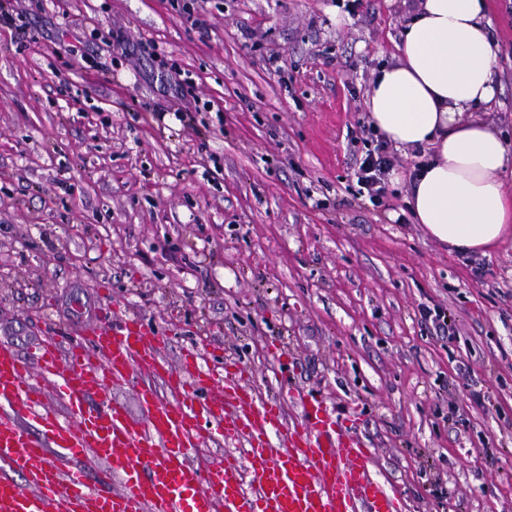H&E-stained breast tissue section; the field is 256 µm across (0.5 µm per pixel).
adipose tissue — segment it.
Returning a JSON list of instances; mask_svg holds the SVG:
<instances>
[{"mask_svg": "<svg viewBox=\"0 0 512 512\" xmlns=\"http://www.w3.org/2000/svg\"><path fill=\"white\" fill-rule=\"evenodd\" d=\"M487 0H420L372 80L370 124L397 149H429L406 201L416 223L449 250L489 254L512 238V143L474 118L499 86V47Z\"/></svg>", "mask_w": 512, "mask_h": 512, "instance_id": "1", "label": "adipose tissue"}]
</instances>
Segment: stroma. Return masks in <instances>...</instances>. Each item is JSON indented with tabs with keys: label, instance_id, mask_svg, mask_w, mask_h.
<instances>
[{
	"label": "stroma",
	"instance_id": "obj_1",
	"mask_svg": "<svg viewBox=\"0 0 512 512\" xmlns=\"http://www.w3.org/2000/svg\"><path fill=\"white\" fill-rule=\"evenodd\" d=\"M401 3L193 0L190 23L172 0H6L0 343L29 358L133 312L171 364H246L288 423L311 396L353 418L404 512H512V241L455 254L399 223L409 153L381 206L357 193ZM489 16L476 116L512 142V0Z\"/></svg>",
	"mask_w": 512,
	"mask_h": 512
}]
</instances>
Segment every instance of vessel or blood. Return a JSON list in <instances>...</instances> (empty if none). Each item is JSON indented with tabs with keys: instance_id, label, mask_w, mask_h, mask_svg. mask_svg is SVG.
<instances>
[{
	"instance_id": "1",
	"label": "vessel or blood",
	"mask_w": 512,
	"mask_h": 512,
	"mask_svg": "<svg viewBox=\"0 0 512 512\" xmlns=\"http://www.w3.org/2000/svg\"><path fill=\"white\" fill-rule=\"evenodd\" d=\"M161 343L128 313L77 343L45 337L30 360L0 345V512H401L372 475L371 449L324 402L304 400L302 425L287 427L279 399H257L249 367L225 364L219 386L197 350L175 366ZM116 385L134 389L143 418L113 399ZM280 429L286 442L271 447ZM209 434L245 442V460L195 464Z\"/></svg>"
}]
</instances>
